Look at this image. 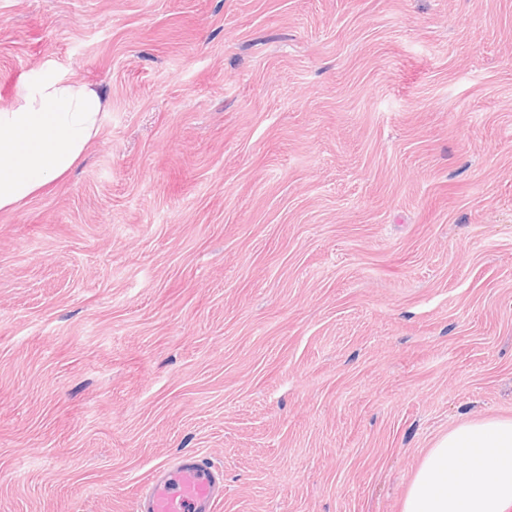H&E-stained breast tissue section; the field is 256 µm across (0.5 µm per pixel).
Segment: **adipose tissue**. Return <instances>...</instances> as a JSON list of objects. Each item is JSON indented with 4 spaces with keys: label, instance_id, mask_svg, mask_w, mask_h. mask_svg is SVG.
Segmentation results:
<instances>
[{
    "label": "adipose tissue",
    "instance_id": "1",
    "mask_svg": "<svg viewBox=\"0 0 512 512\" xmlns=\"http://www.w3.org/2000/svg\"><path fill=\"white\" fill-rule=\"evenodd\" d=\"M107 102L94 84L45 65L0 108V210L47 190L81 160ZM402 512H512V419L459 422L413 474Z\"/></svg>",
    "mask_w": 512,
    "mask_h": 512
}]
</instances>
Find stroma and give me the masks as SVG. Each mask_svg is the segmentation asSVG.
<instances>
[{
    "label": "stroma",
    "instance_id": "1",
    "mask_svg": "<svg viewBox=\"0 0 512 512\" xmlns=\"http://www.w3.org/2000/svg\"><path fill=\"white\" fill-rule=\"evenodd\" d=\"M108 106L0 211V512H401L512 417V0H0V107ZM222 474L199 455L183 456L155 469L139 510L141 512H215L223 497Z\"/></svg>",
    "mask_w": 512,
    "mask_h": 512
}]
</instances>
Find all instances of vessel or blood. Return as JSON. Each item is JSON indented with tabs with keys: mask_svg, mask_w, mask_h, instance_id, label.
<instances>
[{
	"mask_svg": "<svg viewBox=\"0 0 512 512\" xmlns=\"http://www.w3.org/2000/svg\"><path fill=\"white\" fill-rule=\"evenodd\" d=\"M220 472L206 458L189 455L155 469L140 512H216Z\"/></svg>",
	"mask_w": 512,
	"mask_h": 512,
	"instance_id": "1",
	"label": "vessel or blood"
}]
</instances>
